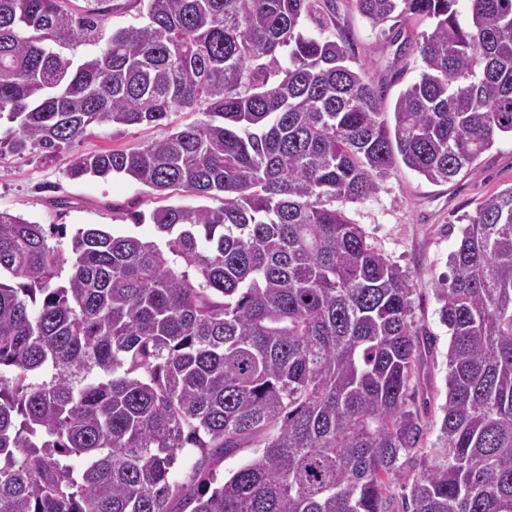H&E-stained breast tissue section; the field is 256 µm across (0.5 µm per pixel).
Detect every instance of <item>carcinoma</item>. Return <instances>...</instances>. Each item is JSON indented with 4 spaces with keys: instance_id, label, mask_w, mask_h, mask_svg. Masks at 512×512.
I'll list each match as a JSON object with an SVG mask.
<instances>
[{
    "instance_id": "1",
    "label": "carcinoma",
    "mask_w": 512,
    "mask_h": 512,
    "mask_svg": "<svg viewBox=\"0 0 512 512\" xmlns=\"http://www.w3.org/2000/svg\"><path fill=\"white\" fill-rule=\"evenodd\" d=\"M98 2L0 0V154L197 111L68 174L223 202L129 213L151 241L79 227L66 250L0 210V512H512V186L476 203L436 284V448L409 274L336 207L399 162L448 182L512 134V0L464 20L458 0H352L374 29L431 24L391 109L346 42L303 31L333 0H146L109 33ZM75 41L103 48L75 65Z\"/></svg>"
}]
</instances>
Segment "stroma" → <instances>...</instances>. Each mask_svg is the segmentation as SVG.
I'll return each instance as SVG.
<instances>
[{
	"label": "stroma",
	"instance_id": "stroma-1",
	"mask_svg": "<svg viewBox=\"0 0 512 512\" xmlns=\"http://www.w3.org/2000/svg\"><path fill=\"white\" fill-rule=\"evenodd\" d=\"M336 39L346 40L350 64L363 68L376 86L386 91L387 102L414 83L423 68L418 55L398 56V37H414L413 25L401 31L372 28L355 9L352 0H335V13L328 28ZM198 115L184 111L171 115L160 125L129 129L112 136L100 129L91 131L67 150L56 154L35 152L24 156L0 155V210H7L40 224H62L67 231L85 225H99L120 232L132 231L151 240L153 224L128 227L123 213H151L168 205L216 206L213 198L200 199L183 193L159 195L147 185L130 178H70L67 169L73 156L101 151L132 152L143 145L164 140L177 126L193 123ZM512 186V138H499L472 168L452 181L433 184L405 166H398L383 179L376 194L359 202L343 203L348 217L360 224L368 240L390 262L411 274L414 292V320L435 336L436 344L425 373L428 403L423 447L438 444L446 400L445 380L449 333L439 319L440 304L434 294L439 277L449 274V256L456 249L477 199ZM65 206H58V199Z\"/></svg>",
	"mask_w": 512,
	"mask_h": 512
}]
</instances>
